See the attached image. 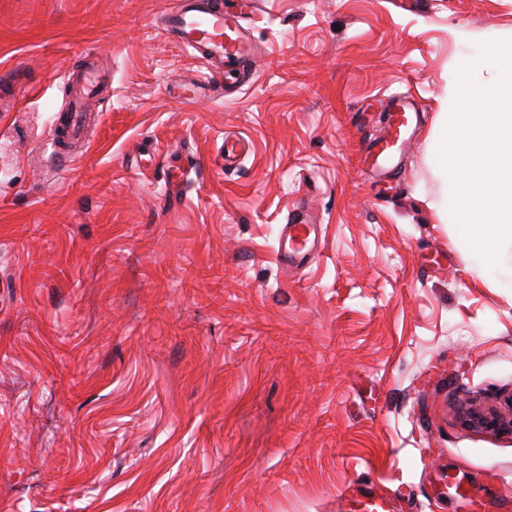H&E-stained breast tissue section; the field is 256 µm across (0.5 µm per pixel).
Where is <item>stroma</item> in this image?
Instances as JSON below:
<instances>
[{
  "label": "stroma",
  "instance_id": "35a3bbf8",
  "mask_svg": "<svg viewBox=\"0 0 512 512\" xmlns=\"http://www.w3.org/2000/svg\"><path fill=\"white\" fill-rule=\"evenodd\" d=\"M173 5L0 0V512H350L353 478L469 512L451 474L497 498L512 435L458 403L512 394V288L437 211L433 150L459 62L500 79L512 0H260L253 78L200 99ZM86 54L111 87L61 166ZM398 92L425 118L385 186L361 111ZM65 112L67 113L61 123V127L52 137L51 142L52 154L59 161L71 158V154L64 145L65 140L80 138L85 128V114L82 112V104L78 99L69 102ZM308 222L309 221L307 219L297 215L294 217L290 224L285 226L289 248L284 253L280 252L281 262L283 265L288 266L291 264H304L313 257L310 250L315 247L316 239L314 236L313 240H311V234L312 231L314 233V230L311 231L313 225L308 224ZM297 240L303 241V245L301 246L302 248L296 247ZM291 242L293 243V247H290ZM309 242L311 245L309 249L304 252L303 248L306 247V244Z\"/></svg>",
  "mask_w": 512,
  "mask_h": 512
}]
</instances>
